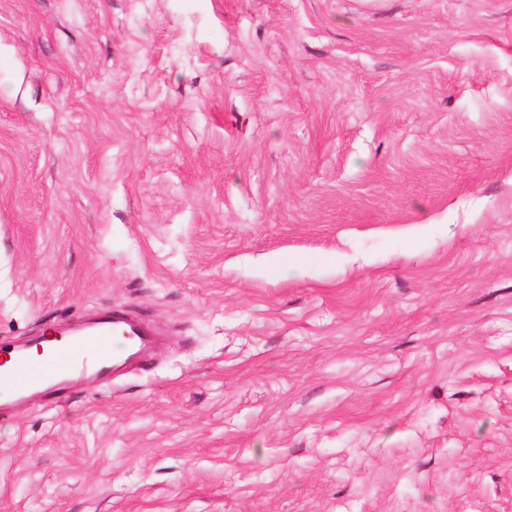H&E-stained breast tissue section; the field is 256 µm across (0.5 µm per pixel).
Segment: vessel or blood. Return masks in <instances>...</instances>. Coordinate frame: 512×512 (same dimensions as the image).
<instances>
[{"label": "vessel or blood", "mask_w": 512, "mask_h": 512, "mask_svg": "<svg viewBox=\"0 0 512 512\" xmlns=\"http://www.w3.org/2000/svg\"><path fill=\"white\" fill-rule=\"evenodd\" d=\"M145 343L138 325L107 316L81 343L50 346L40 365L30 364L23 349H12L10 365L0 369V394L19 398L50 381L61 392L72 379L86 376L112 380Z\"/></svg>", "instance_id": "vessel-or-blood-1"}]
</instances>
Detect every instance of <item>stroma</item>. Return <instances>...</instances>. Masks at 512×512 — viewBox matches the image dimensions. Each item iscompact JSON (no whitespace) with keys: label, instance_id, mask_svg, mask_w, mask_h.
<instances>
[{"label":"stroma","instance_id":"1","mask_svg":"<svg viewBox=\"0 0 512 512\" xmlns=\"http://www.w3.org/2000/svg\"><path fill=\"white\" fill-rule=\"evenodd\" d=\"M0 512H512V0H0ZM145 336L138 325L112 315L105 316L80 344L50 346L38 366L29 363L24 353L26 347L10 349L11 363L0 369V394L19 398L51 380L59 381L44 390L56 388L55 392L63 393L72 378H85L87 374H90L88 378L110 381L141 351ZM119 339L128 344L127 348L116 354L112 350L111 354L112 343Z\"/></svg>","mask_w":512,"mask_h":512}]
</instances>
